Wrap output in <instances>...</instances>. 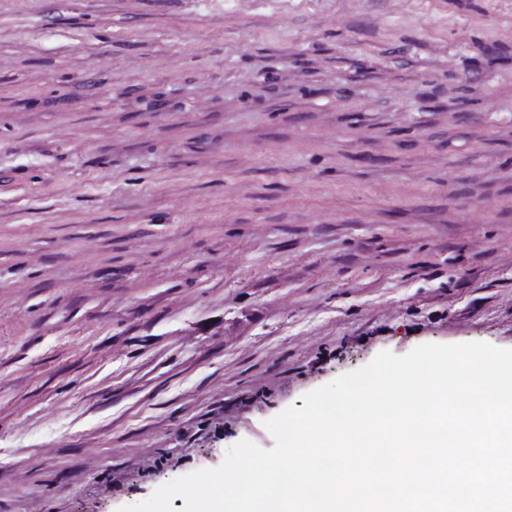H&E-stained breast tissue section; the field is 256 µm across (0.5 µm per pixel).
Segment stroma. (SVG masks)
<instances>
[{
    "instance_id": "35a3bbf8",
    "label": "stroma",
    "mask_w": 512,
    "mask_h": 512,
    "mask_svg": "<svg viewBox=\"0 0 512 512\" xmlns=\"http://www.w3.org/2000/svg\"><path fill=\"white\" fill-rule=\"evenodd\" d=\"M512 0H0V512H118L423 343L512 349Z\"/></svg>"
}]
</instances>
